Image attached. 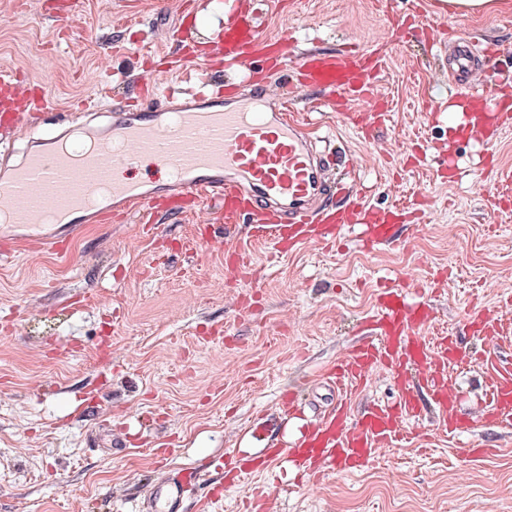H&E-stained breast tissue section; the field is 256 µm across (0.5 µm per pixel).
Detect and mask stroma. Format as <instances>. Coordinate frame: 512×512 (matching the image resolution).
I'll return each mask as SVG.
<instances>
[{
    "label": "stroma",
    "mask_w": 512,
    "mask_h": 512,
    "mask_svg": "<svg viewBox=\"0 0 512 512\" xmlns=\"http://www.w3.org/2000/svg\"><path fill=\"white\" fill-rule=\"evenodd\" d=\"M188 1L223 22L215 0H0V64L31 76L57 108L89 94L118 104L126 80L175 54L169 32ZM414 2L441 50L391 39L405 0H301L295 12L264 18L266 35L295 40L299 52L351 45L383 58L379 90L391 119L371 137L332 110L311 112L315 91L300 93L292 112L353 162L349 178L367 187L368 203L416 212L395 243L367 248L347 232L334 247L275 258L246 221L189 254L206 225L201 210L184 220L160 212L150 225L137 212L84 225L65 258L16 240L12 261L0 263V512H136L159 472L203 475L213 458L258 453L257 425L292 434L282 397L297 393L316 415L335 404L326 374L373 322L385 283L429 302L426 335L447 334L465 354L448 377L472 428L446 431L426 407L401 446L361 470L317 480L262 474L216 496L202 486L183 512H238L255 485L270 490L269 512H512V425L489 419L484 398L487 358L510 366L512 347L491 352L468 330L481 314L512 323V201L489 220L482 178L484 159L512 168V129L487 147L449 144L456 86L443 48L450 36L481 32L503 49L484 93L512 88V7L444 20L439 0ZM449 153L452 174L440 168ZM419 223L427 235L416 234ZM237 253L251 261L253 281L229 271ZM61 341L71 355L58 354ZM399 396L381 365L347 410L354 419ZM159 442L171 445L163 460L152 453ZM477 443L490 455L472 458Z\"/></svg>",
    "instance_id": "obj_1"
}]
</instances>
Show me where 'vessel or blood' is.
<instances>
[{
    "label": "vessel or blood",
    "mask_w": 512,
    "mask_h": 512,
    "mask_svg": "<svg viewBox=\"0 0 512 512\" xmlns=\"http://www.w3.org/2000/svg\"><path fill=\"white\" fill-rule=\"evenodd\" d=\"M224 22L211 42L227 69L249 81L248 97L236 96L234 85L213 89H169L160 106H114L106 124H95V102L82 104L64 119L65 130L24 148L19 163L0 170V239L23 232L36 251L64 255L65 245L81 225L106 222L141 204L152 212L159 204H199L214 199L213 221L238 224L243 213L256 216L260 236L271 238L278 251L308 243H327L342 231L356 229L360 241H390L401 221L400 209L378 212L360 198L347 197L334 206L329 182L331 155L288 119L284 105L297 88L286 84L271 95L267 82L253 72L255 59L271 71H298L302 85L327 91L325 106L346 122L370 130L388 114L378 98L380 56L360 49L332 54L295 56L288 38L265 36L255 13L238 10L236 0H217ZM472 38L461 39L454 53L453 75L469 86L498 62L499 49L487 43L476 50ZM24 77L11 66L0 67V127L15 129L34 114L48 115L50 104L23 87ZM468 110L458 122L463 140L490 143L502 119L491 98L467 94ZM155 176L131 177L141 166ZM379 318L372 340L339 358L330 380L337 389L365 386L375 366L384 364L400 378L415 376L448 430L460 429L457 390L446 377L458 349L450 338L426 336L434 313L430 305L410 303L403 289L388 286L378 297ZM486 398L493 417L512 420V367L495 369ZM411 393L394 404H375L356 421L343 408L318 420L304 421L292 441L268 437L263 452L268 466L313 470L315 464L340 471L365 466L380 448L404 440L406 425L420 411ZM183 475L153 483L141 512H179Z\"/></svg>",
    "instance_id": "b4317fda"
}]
</instances>
